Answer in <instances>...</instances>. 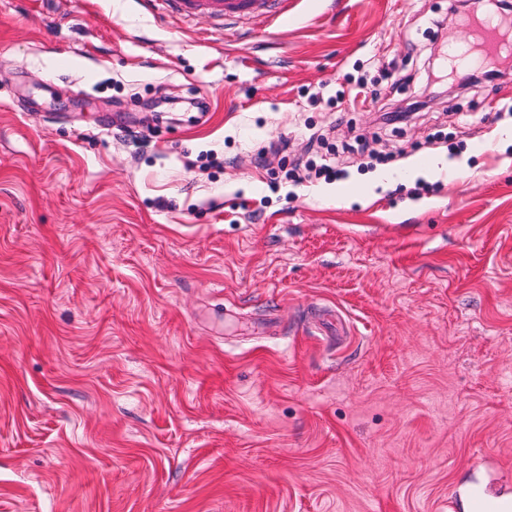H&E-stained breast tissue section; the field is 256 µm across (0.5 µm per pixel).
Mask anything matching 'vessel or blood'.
<instances>
[{
    "label": "vessel or blood",
    "instance_id": "vessel-or-blood-1",
    "mask_svg": "<svg viewBox=\"0 0 512 512\" xmlns=\"http://www.w3.org/2000/svg\"><path fill=\"white\" fill-rule=\"evenodd\" d=\"M146 3L152 9L165 6L167 11L184 17L204 15L219 24L232 17L261 13L277 27L288 16V0H146ZM470 19L478 28L483 55L512 53L511 21L487 16L480 7L473 10ZM466 494L470 512H512V497L493 484L473 485Z\"/></svg>",
    "mask_w": 512,
    "mask_h": 512
}]
</instances>
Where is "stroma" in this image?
Instances as JSON below:
<instances>
[{
  "label": "stroma",
  "mask_w": 512,
  "mask_h": 512,
  "mask_svg": "<svg viewBox=\"0 0 512 512\" xmlns=\"http://www.w3.org/2000/svg\"><path fill=\"white\" fill-rule=\"evenodd\" d=\"M288 5L0 0V512L512 491V58L395 130L329 101L467 39L448 0ZM362 133L384 165L284 179ZM149 9L158 4L184 17L205 15L223 26L224 20L251 13H261L270 24L278 27L288 17V0H146Z\"/></svg>",
  "instance_id": "1"
}]
</instances>
